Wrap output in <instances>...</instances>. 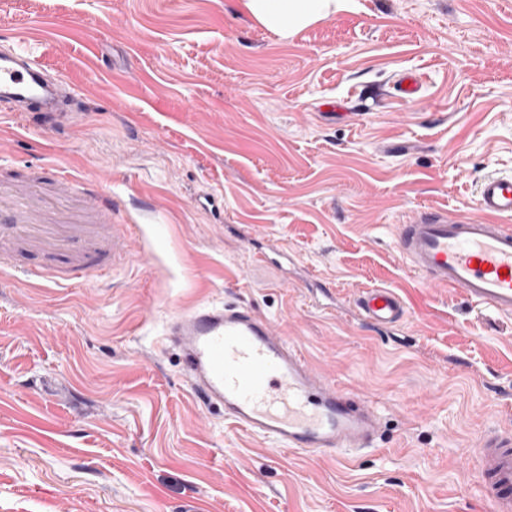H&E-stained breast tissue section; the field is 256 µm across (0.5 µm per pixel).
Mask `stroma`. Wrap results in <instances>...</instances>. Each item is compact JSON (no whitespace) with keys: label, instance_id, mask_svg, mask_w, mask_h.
<instances>
[{"label":"stroma","instance_id":"stroma-1","mask_svg":"<svg viewBox=\"0 0 512 512\" xmlns=\"http://www.w3.org/2000/svg\"><path fill=\"white\" fill-rule=\"evenodd\" d=\"M15 35L85 112L52 134L0 112V179L55 160L136 235L79 288L13 272L57 234L0 237V512H489L470 460L512 430V317L424 287L397 229L512 174V0H357L285 40L240 0H0ZM208 192L223 219L197 207ZM48 194L79 264L95 219ZM275 246L295 265L258 262ZM377 287L407 310L388 334L353 314ZM208 301L252 308L371 400L373 448L290 451L202 407L159 340Z\"/></svg>","mask_w":512,"mask_h":512}]
</instances>
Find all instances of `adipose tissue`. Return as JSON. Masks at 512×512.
<instances>
[{
	"label": "adipose tissue",
	"instance_id": "adipose-tissue-1",
	"mask_svg": "<svg viewBox=\"0 0 512 512\" xmlns=\"http://www.w3.org/2000/svg\"><path fill=\"white\" fill-rule=\"evenodd\" d=\"M352 0H245L252 17L286 38L298 30L347 9Z\"/></svg>",
	"mask_w": 512,
	"mask_h": 512
}]
</instances>
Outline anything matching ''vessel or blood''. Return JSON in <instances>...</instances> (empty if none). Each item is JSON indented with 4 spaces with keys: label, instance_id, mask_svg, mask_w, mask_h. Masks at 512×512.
<instances>
[{
    "label": "vessel or blood",
    "instance_id": "b4317fda",
    "mask_svg": "<svg viewBox=\"0 0 512 512\" xmlns=\"http://www.w3.org/2000/svg\"><path fill=\"white\" fill-rule=\"evenodd\" d=\"M81 94L53 77L36 56L16 45L0 48V110L36 118L42 132L80 120ZM31 190L55 181L75 187L88 209L112 227V250H88L68 277L82 284L124 261L130 226L112 221V198L63 168L41 164L28 176ZM29 198L17 199L0 234L29 223ZM512 176L480 182L470 212L424 207L398 229L409 269L429 288L460 291L470 302L512 316ZM363 323L388 330L405 317L402 298L387 288L364 289L356 301ZM163 338L182 356L191 392L220 406L239 429L300 452L342 453L369 447L380 419L363 397L323 380L270 321L250 308L204 303L171 314ZM491 512H512V432L483 438L475 457Z\"/></svg>",
    "mask_w": 512,
    "mask_h": 512
}]
</instances>
